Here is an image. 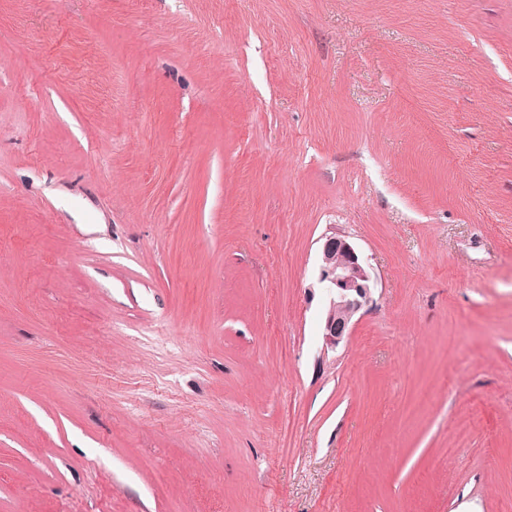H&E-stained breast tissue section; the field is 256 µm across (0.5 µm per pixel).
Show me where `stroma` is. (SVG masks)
I'll list each match as a JSON object with an SVG mask.
<instances>
[{"mask_svg":"<svg viewBox=\"0 0 512 512\" xmlns=\"http://www.w3.org/2000/svg\"><path fill=\"white\" fill-rule=\"evenodd\" d=\"M0 512H512V0H0ZM317 285L327 298L323 315L324 352L347 342L354 317L371 298L369 264L348 240L336 230L324 235Z\"/></svg>","mask_w":512,"mask_h":512,"instance_id":"stroma-1","label":"stroma"}]
</instances>
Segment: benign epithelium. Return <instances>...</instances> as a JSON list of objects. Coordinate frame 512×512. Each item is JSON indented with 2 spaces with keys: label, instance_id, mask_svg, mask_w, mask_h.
Wrapping results in <instances>:
<instances>
[{
  "label": "benign epithelium",
  "instance_id": "benign-epithelium-1",
  "mask_svg": "<svg viewBox=\"0 0 512 512\" xmlns=\"http://www.w3.org/2000/svg\"><path fill=\"white\" fill-rule=\"evenodd\" d=\"M317 285L327 298L323 315V348L347 342L354 317L371 298L369 264L348 240L334 230L324 235Z\"/></svg>",
  "mask_w": 512,
  "mask_h": 512
}]
</instances>
